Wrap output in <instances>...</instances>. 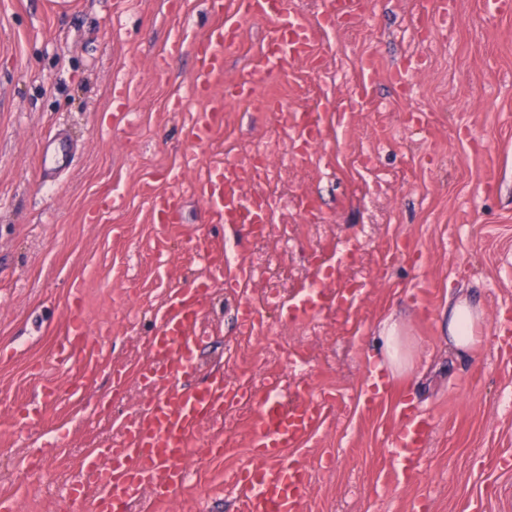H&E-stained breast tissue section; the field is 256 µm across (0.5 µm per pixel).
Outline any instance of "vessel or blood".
<instances>
[{"label": "vessel or blood", "instance_id": "1", "mask_svg": "<svg viewBox=\"0 0 512 512\" xmlns=\"http://www.w3.org/2000/svg\"><path fill=\"white\" fill-rule=\"evenodd\" d=\"M210 4L212 24L193 45L192 89L205 101L188 130V139L195 145L211 141L224 127V98L216 89L224 80V48L239 38L243 22L260 21L266 28L251 72L233 86L236 95L253 96L258 81L288 72L313 56L312 27L289 14L286 0H210ZM322 137L314 111L296 113L291 128L294 154H308ZM256 165L253 158L213 163L193 185L195 195L213 215L227 224L244 225L254 234L270 215L264 192L244 191ZM151 212L160 223L177 222L174 194L155 195ZM194 249L211 276L223 278L237 295L241 327L262 325L263 317L247 293L253 270L245 265L225 268L223 250L210 243L196 242ZM363 292V285L343 288L334 277L320 281L296 301L278 302L277 307L282 321L295 323L328 308L345 309ZM207 294L203 282L169 293L156 314V330L146 341L149 361L139 370L141 381L157 393L123 427L114 445L88 456L68 483L66 499L90 502L91 512H127L129 502L144 493L150 506L170 503L187 484L186 460L224 451L223 442L205 440V432L223 420L225 411L246 406L253 461L225 477L235 492V512H306L312 496L306 464L299 458L285 459L284 453L316 435L326 420L331 398L303 388L292 401L280 402L274 397L280 387L275 376L257 388L216 372L204 386H183L182 378L195 368ZM70 322L56 358L77 365L79 378L71 385L77 394L95 378L98 366L85 358L92 338L84 329L82 312L74 311ZM431 435L429 416L401 408L387 436L389 453L397 463L392 476L408 481L416 478Z\"/></svg>", "mask_w": 512, "mask_h": 512}]
</instances>
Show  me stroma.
<instances>
[{
  "label": "stroma",
  "instance_id": "1",
  "mask_svg": "<svg viewBox=\"0 0 512 512\" xmlns=\"http://www.w3.org/2000/svg\"><path fill=\"white\" fill-rule=\"evenodd\" d=\"M452 25L423 35L429 0H364L361 16L323 23L327 0H288L315 24L317 64L259 83L253 99L224 98V129L191 146L201 102L190 93L192 44L211 16L207 0H0V497L17 512H87L63 500L88 449L110 445L152 390L137 377L145 339L168 290L205 277L195 240L229 263L255 262L257 288L300 297L312 257L353 251L343 283L365 285L350 309L283 324L267 313L241 335L237 295L211 280L201 321L199 370L281 375L331 394L329 418L301 454L314 498L307 512H512V356L493 343L494 321L512 318V16L495 0H453ZM181 54L154 62L172 34ZM262 23L243 26L224 50V80L250 70ZM376 70L364 74L362 58ZM405 68L407 82L391 74ZM273 97L279 111L263 106ZM314 108L325 140L294 157L286 111ZM64 134L68 165H38L46 138ZM273 150L275 223L287 240L262 243L218 223L191 185L213 161ZM180 173L179 184L170 177ZM176 191L177 224L155 223L149 201ZM121 199L117 209L106 198ZM477 299L479 341L448 349L450 296ZM81 309L102 366L81 399L74 370L53 358L72 310ZM400 319L413 365L394 379L429 414L432 439L412 481L387 484L394 399L366 411L363 382L381 353L379 330ZM298 351L302 362L286 364ZM126 373L113 390L112 368ZM222 456L193 464L185 490L161 512H232L226 472L252 460L246 430L224 416ZM39 470L26 468L28 457Z\"/></svg>",
  "mask_w": 512,
  "mask_h": 512
}]
</instances>
